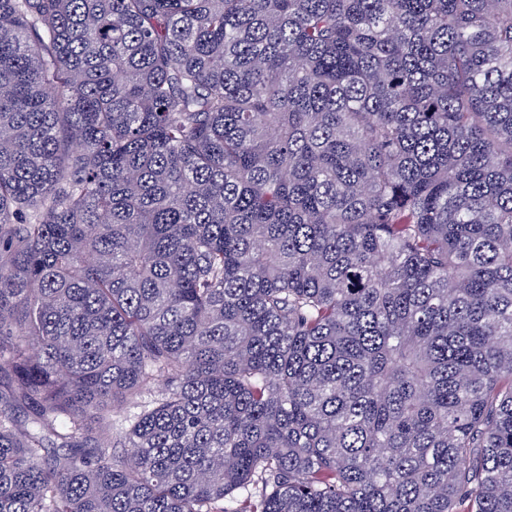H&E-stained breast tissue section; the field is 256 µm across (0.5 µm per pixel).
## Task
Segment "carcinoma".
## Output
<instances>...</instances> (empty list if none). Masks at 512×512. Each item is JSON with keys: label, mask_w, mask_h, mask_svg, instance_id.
Instances as JSON below:
<instances>
[{"label": "carcinoma", "mask_w": 512, "mask_h": 512, "mask_svg": "<svg viewBox=\"0 0 512 512\" xmlns=\"http://www.w3.org/2000/svg\"><path fill=\"white\" fill-rule=\"evenodd\" d=\"M0 512H512V0H0Z\"/></svg>", "instance_id": "1"}]
</instances>
